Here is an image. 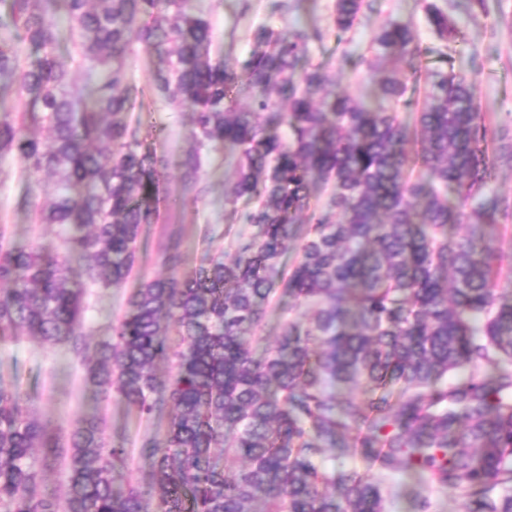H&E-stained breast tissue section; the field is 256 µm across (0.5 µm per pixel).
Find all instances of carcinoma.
Wrapping results in <instances>:
<instances>
[{
  "label": "carcinoma",
  "mask_w": 512,
  "mask_h": 512,
  "mask_svg": "<svg viewBox=\"0 0 512 512\" xmlns=\"http://www.w3.org/2000/svg\"><path fill=\"white\" fill-rule=\"evenodd\" d=\"M371 6L336 0L334 27L351 30ZM427 16L448 41L447 13L430 5ZM62 21L79 84L57 60ZM322 39L259 26L237 68L214 52L212 20L191 0H0V89L17 99L0 116V155L51 182L35 218L66 228L53 251L0 243V342L65 343L102 399L147 418L168 412L164 439L139 449L157 512H386L384 478L401 470L450 486L469 512H512V288L484 232L512 209L493 189L512 140L489 129L452 66L426 72L413 122L401 117L419 82L403 69L421 53L410 23L386 22L373 56L357 59L374 106L327 66L302 65ZM24 43L42 51L37 63H22ZM135 44L158 56L153 92L190 108L198 144L231 155L225 219L257 232L183 279L140 280L91 354L85 285L126 283L142 225L159 217L162 165L129 118ZM455 226L467 233L449 235ZM280 288L302 313L257 356ZM160 362L172 363L164 381ZM216 448L240 465H222ZM356 448L363 469L323 466L326 452L342 460ZM61 461L62 502L38 491ZM0 512H150V502L101 419L77 422L63 447L0 384Z\"/></svg>",
  "instance_id": "carcinoma-1"
}]
</instances>
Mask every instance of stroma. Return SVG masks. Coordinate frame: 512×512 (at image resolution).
I'll return each mask as SVG.
<instances>
[{"label":"stroma","instance_id":"obj_1","mask_svg":"<svg viewBox=\"0 0 512 512\" xmlns=\"http://www.w3.org/2000/svg\"><path fill=\"white\" fill-rule=\"evenodd\" d=\"M270 0H192L214 24V39L222 57L238 65L253 49V32L261 25L280 30L290 26H315L325 37L312 43L309 61L332 62L342 52L367 53L378 28L388 19L411 22L424 53L420 68L436 66L440 41L426 19L433 4L448 15L457 35L447 46L455 70L466 73L475 87L477 101L487 123L494 129L512 130V0H484L483 7L465 13L452 0H374L352 30L333 27L335 0H291L287 13L271 12ZM155 54L134 46L127 58L130 83L141 91L137 105L148 121L141 136L162 160L167 176L165 199L155 223L143 225L139 249L141 266L119 287H89L86 295L85 331L88 346H96L112 334L124 314L127 300L140 278L181 279L218 256L227 240L225 231L252 234L246 224L227 225L224 194L234 180L232 164L223 149L198 146L192 137L191 114L173 108L150 91ZM199 152L202 164L195 184H185L182 161ZM51 187L37 183L14 158L0 157V233L9 246L33 244L47 247L58 242L60 228L34 220L33 204L45 200ZM181 239L183 260L172 268L163 261L171 235ZM0 383L16 387L32 414L59 437H66L82 418L103 417L107 431L125 434L127 448L139 447L142 438L163 439L166 419L146 420L135 408L113 399H100L86 383L84 368L66 345L49 346L20 336L0 345ZM389 512H413L415 499L428 503V512H466L467 503L448 487L408 472L391 475Z\"/></svg>","mask_w":512,"mask_h":512}]
</instances>
